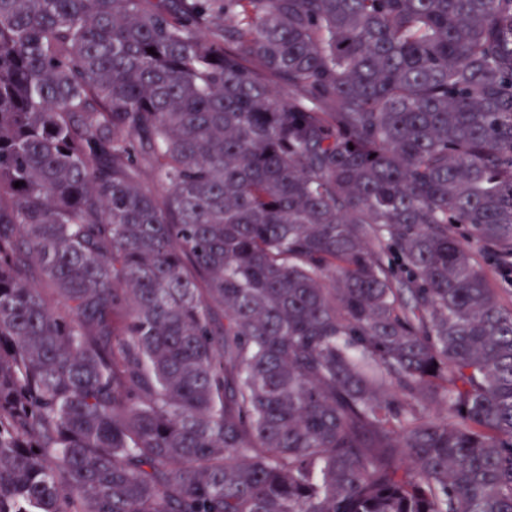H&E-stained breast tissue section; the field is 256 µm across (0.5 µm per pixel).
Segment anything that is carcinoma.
Instances as JSON below:
<instances>
[{
    "label": "carcinoma",
    "mask_w": 512,
    "mask_h": 512,
    "mask_svg": "<svg viewBox=\"0 0 512 512\" xmlns=\"http://www.w3.org/2000/svg\"><path fill=\"white\" fill-rule=\"evenodd\" d=\"M493 272L512 0H0V512H512Z\"/></svg>",
    "instance_id": "cac0c4a2"
}]
</instances>
